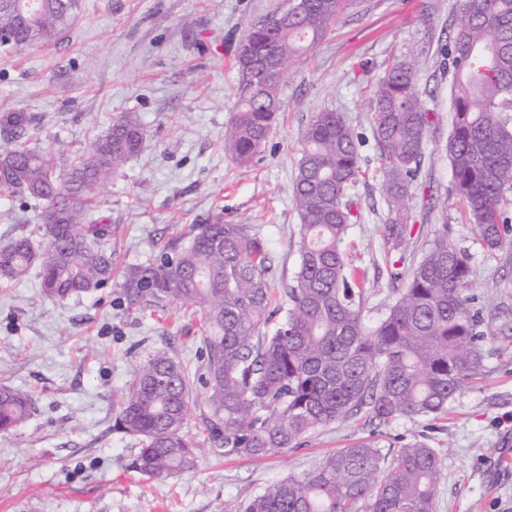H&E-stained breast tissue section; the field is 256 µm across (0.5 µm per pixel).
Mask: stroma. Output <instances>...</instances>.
<instances>
[{
    "mask_svg": "<svg viewBox=\"0 0 512 512\" xmlns=\"http://www.w3.org/2000/svg\"><path fill=\"white\" fill-rule=\"evenodd\" d=\"M287 0H81L71 28L54 44L0 51V113L28 112L33 141L53 157L56 177L88 151L113 120L135 113L148 131L137 159L100 190L97 219L112 224L116 268L184 248L192 225L251 224L265 239L276 285L291 284L299 263V217L292 184L303 133L314 113L339 112L360 139L366 172L349 192L355 218L342 244L375 293L381 317L403 284L390 276L384 246V176L374 148L367 96L395 61L414 60L438 120L427 148L451 130L444 48L460 0H349L330 35L295 64L280 87L283 109L245 165L224 154V125L235 110L234 49L245 24ZM447 159L424 156L406 206L408 251L421 255L440 231L475 271L474 308H499L486 339L485 369L437 417L376 426L365 415L336 419L296 447L263 457L205 451L163 478L134 466L135 437L114 431L116 402L136 368L166 351L186 368L192 395L185 435L207 442L199 359L202 316L172 303L127 309L117 288L46 299L36 276L0 279V385L30 391L35 409L0 438V512H238L268 482L303 477L333 451L360 441L392 452L420 440L435 448L443 479L435 512H512V257L490 254L449 194ZM42 207L0 196V245L39 239Z\"/></svg>",
    "mask_w": 512,
    "mask_h": 512,
    "instance_id": "stroma-1",
    "label": "stroma"
}]
</instances>
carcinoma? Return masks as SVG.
I'll return each instance as SVG.
<instances>
[{
  "label": "carcinoma",
  "mask_w": 512,
  "mask_h": 512,
  "mask_svg": "<svg viewBox=\"0 0 512 512\" xmlns=\"http://www.w3.org/2000/svg\"><path fill=\"white\" fill-rule=\"evenodd\" d=\"M302 18L247 23L238 45L279 63L269 77L249 73L235 54L236 110L224 127V154L249 162L281 109L289 68L331 31L344 0H305ZM462 20L448 56L452 129L442 148L451 195L492 252L512 255V221L501 201L512 193V0H460ZM79 0H40L36 15L0 0V32L9 50L46 45L72 25ZM370 123L385 176L384 233L396 262L406 261L413 225L405 198L420 168L435 113L424 108L417 67L389 64L369 100ZM26 112L0 114V188L43 205L39 231L0 246V277L19 281L38 270L50 298L93 294L113 278L112 225L92 218L99 190L141 152L147 131L129 112L70 165L52 176L48 153L29 146ZM365 175L354 130L341 113H314L293 180L300 227L299 266L286 289L288 308L271 336L260 335L275 266L250 224H197L188 245L128 266L116 283L129 309L169 303L202 312L201 357L208 415L204 432L226 457H264L341 417L365 413L381 426L442 412L464 382L485 368L479 317L467 290L468 257L437 236L412 266L400 297L377 321L364 316L374 289L360 283L342 243L353 224L347 200ZM191 394L183 365L165 351L149 355L122 391L115 426L141 437L134 463L162 478L185 469L199 445L183 434ZM33 396L0 386V434L24 424ZM442 471L438 454L415 440L393 456L369 443L327 455L302 479L277 480L249 496L240 512H433Z\"/></svg>",
  "instance_id": "cac0c4a2"
}]
</instances>
